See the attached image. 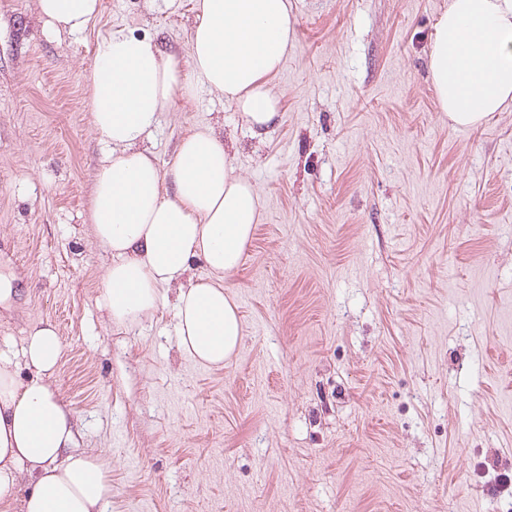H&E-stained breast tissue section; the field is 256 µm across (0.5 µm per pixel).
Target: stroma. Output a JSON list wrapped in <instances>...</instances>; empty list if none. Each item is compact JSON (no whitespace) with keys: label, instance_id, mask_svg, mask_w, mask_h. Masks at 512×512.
Wrapping results in <instances>:
<instances>
[{"label":"stroma","instance_id":"obj_1","mask_svg":"<svg viewBox=\"0 0 512 512\" xmlns=\"http://www.w3.org/2000/svg\"><path fill=\"white\" fill-rule=\"evenodd\" d=\"M101 0L47 37L0 0V357L53 323L47 381L106 512H512V104L451 125L428 75L448 0H289L296 36L269 135L223 97L176 96L148 143L166 161L223 137L261 218L224 285L243 336L223 366L184 353L172 307L111 325L110 258L89 221L105 148L86 76L98 41L186 52L194 0Z\"/></svg>","mask_w":512,"mask_h":512}]
</instances>
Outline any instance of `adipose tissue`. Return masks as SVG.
I'll list each match as a JSON object with an SVG mask.
<instances>
[{
    "label": "adipose tissue",
    "instance_id": "adipose-tissue-1",
    "mask_svg": "<svg viewBox=\"0 0 512 512\" xmlns=\"http://www.w3.org/2000/svg\"><path fill=\"white\" fill-rule=\"evenodd\" d=\"M48 33H84L100 0H37ZM294 36L288 0H198L186 53L152 38L113 34L99 42L87 77L91 121L105 146L93 174L94 240L111 258L100 306L127 326L158 309L176 287L182 349L220 366L242 336L224 287L260 220L252 182L236 174L224 142L204 128L182 137L165 165L143 146L176 94L207 88L235 106L253 136L269 134L279 99L270 88ZM428 67L439 107L457 126H477L512 102V0H448L435 25ZM204 275L190 276L192 262ZM63 349L54 325L26 340L36 375L19 381L0 362V499L20 478L32 486L23 512H106L112 486L76 448L74 413L45 382Z\"/></svg>",
    "mask_w": 512,
    "mask_h": 512
}]
</instances>
